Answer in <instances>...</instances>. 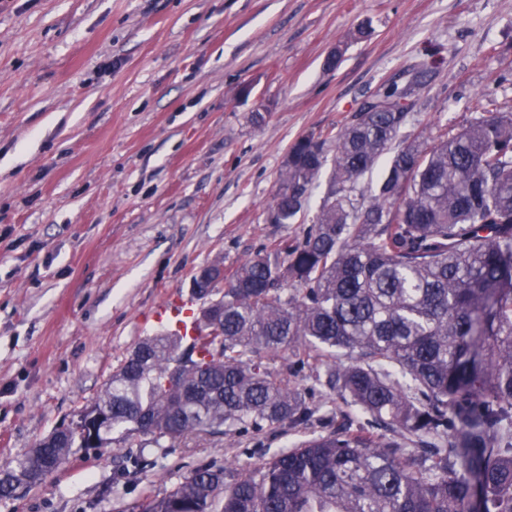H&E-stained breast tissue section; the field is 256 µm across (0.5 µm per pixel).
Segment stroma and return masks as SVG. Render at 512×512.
<instances>
[{
    "label": "stroma",
    "mask_w": 512,
    "mask_h": 512,
    "mask_svg": "<svg viewBox=\"0 0 512 512\" xmlns=\"http://www.w3.org/2000/svg\"><path fill=\"white\" fill-rule=\"evenodd\" d=\"M421 72L400 139L512 112V0H0V466L90 407L200 267L302 236L331 171L270 223L291 145ZM323 429L150 445L129 470L77 446L0 512H133Z\"/></svg>",
    "instance_id": "35a3bbf8"
}]
</instances>
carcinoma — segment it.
Instances as JSON below:
<instances>
[{"label": "carcinoma", "mask_w": 512, "mask_h": 512, "mask_svg": "<svg viewBox=\"0 0 512 512\" xmlns=\"http://www.w3.org/2000/svg\"><path fill=\"white\" fill-rule=\"evenodd\" d=\"M407 118L360 112L331 141L301 136L274 203L293 223L334 152L313 224L240 261L221 298L193 292L207 301L196 335L140 339L82 412L106 415L98 442L55 430L45 462L3 468L0 498L40 484L77 442L330 422L313 401L326 387L365 423L235 472L197 468L136 512H512V113L414 139L361 187ZM313 364L324 374L290 384Z\"/></svg>", "instance_id": "obj_1"}]
</instances>
